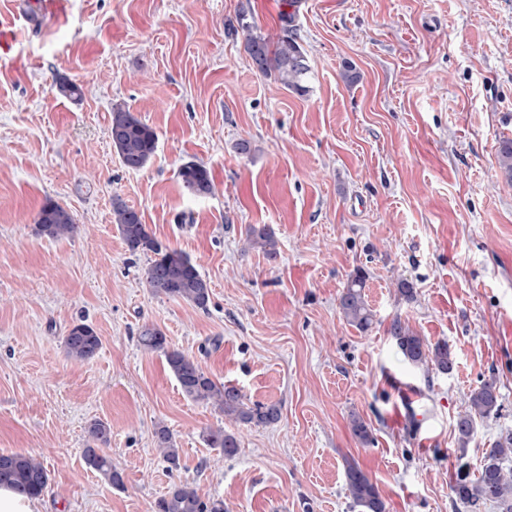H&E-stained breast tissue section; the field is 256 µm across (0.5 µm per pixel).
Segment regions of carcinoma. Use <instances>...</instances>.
I'll return each instance as SVG.
<instances>
[{
  "label": "carcinoma",
  "instance_id": "1",
  "mask_svg": "<svg viewBox=\"0 0 512 512\" xmlns=\"http://www.w3.org/2000/svg\"><path fill=\"white\" fill-rule=\"evenodd\" d=\"M281 21L282 33L272 43L255 32V26L247 21L246 13L238 15L239 27L246 33V52L256 71L274 77L286 89L302 95L307 91L305 82L310 67L294 29L290 26L288 13L281 15ZM108 133L122 163L131 170H140L146 166L156 151L155 130L124 102L112 105ZM499 164L504 174L512 180V139L500 143ZM178 178L183 189L191 196L204 197L213 190L208 169L195 161L183 163ZM112 216L129 251L151 255L145 270V281L153 295L181 299L199 309L207 308L210 300L209 283L187 253L155 239L142 223L137 210L119 199L112 203ZM75 230L74 217L67 208L50 198L43 202L37 212L38 235L60 240L73 236ZM250 241L269 257H276V241L266 228H250ZM365 281L363 271L355 272L339 298V306L346 321L362 332L371 328L374 318L365 298ZM389 333L408 363L430 366L441 373L453 370L454 360L448 343L437 342L431 346L398 318L393 320ZM139 344L147 352L164 354L169 372L188 398L197 402H215L224 411V416L242 423L270 425L279 421L281 411L277 404H246L240 389L216 382L197 360L179 350L169 349L161 330L150 326L142 328ZM100 346L101 339L97 332L84 323L73 325L64 337L65 352L75 361L92 359ZM498 400V387L493 379L481 382L471 391L468 410L455 423V432L461 446H466L472 439L476 419L497 414ZM351 427L362 443H373L371 430L359 416H352ZM155 438L163 457L169 463L177 464L179 450L170 431L159 427L155 431ZM206 442L211 448L222 449L226 457L235 456L239 450L236 436L222 428L209 431ZM84 460L111 485H122L121 472L98 449L92 446L84 449ZM510 461L512 434L500 438L486 451L475 479L467 475L458 478L452 486L456 502L466 512H480V507L488 502L496 504L499 512H512V468L507 466ZM345 480L347 496L359 512H387L386 502L377 486L359 466L347 464ZM0 483H6L37 498L48 484V473L40 461L27 453H0ZM156 509L157 512H224V503L220 500L205 502L194 488L180 484L159 499Z\"/></svg>",
  "mask_w": 512,
  "mask_h": 512
}]
</instances>
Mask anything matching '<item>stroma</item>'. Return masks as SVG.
I'll use <instances>...</instances> for the list:
<instances>
[{
	"mask_svg": "<svg viewBox=\"0 0 512 512\" xmlns=\"http://www.w3.org/2000/svg\"><path fill=\"white\" fill-rule=\"evenodd\" d=\"M242 10L273 38L294 15L305 94L253 69L229 29ZM0 19L14 23L0 49V453L43 462L41 512H155L179 484L224 512H355L349 459L388 512H464L461 466L512 433V182L498 161L512 138V0H0ZM116 102L158 136L137 171L108 136ZM189 160L210 171V196L184 192ZM48 198L73 213L72 237L36 235ZM116 198L197 264L206 309L151 295L147 256L112 222ZM254 225L272 230L276 259L246 248ZM359 269L365 333L339 308ZM396 319L447 342L453 371L409 365ZM76 323L101 338L86 362L63 348ZM147 325L280 420L242 424L185 397L163 353L141 349ZM488 379L499 412L460 445L455 421ZM400 380L419 389L412 410ZM96 420L120 487L85 464ZM161 425L177 464L154 442ZM220 427L234 457L206 443Z\"/></svg>",
	"mask_w": 512,
	"mask_h": 512,
	"instance_id": "35a3bbf8",
	"label": "stroma"
}]
</instances>
